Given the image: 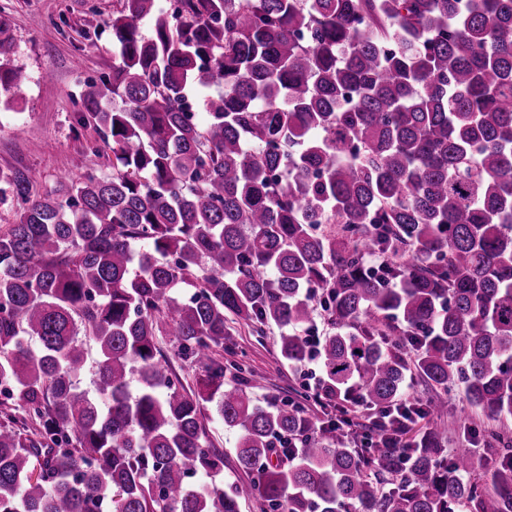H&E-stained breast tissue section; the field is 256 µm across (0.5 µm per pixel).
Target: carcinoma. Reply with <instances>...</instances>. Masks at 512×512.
Returning <instances> with one entry per match:
<instances>
[{
  "mask_svg": "<svg viewBox=\"0 0 512 512\" xmlns=\"http://www.w3.org/2000/svg\"><path fill=\"white\" fill-rule=\"evenodd\" d=\"M106 26L117 58L81 83L76 124L111 171L41 195L0 170L20 210L0 229V512H240L256 495L271 512H512V0H120ZM13 48L0 17L6 93L26 82ZM228 313L277 326L288 364L317 358L335 415L224 382ZM160 336L204 370L196 388ZM412 375L427 399L347 447L346 407L385 414ZM452 388L494 422L463 423L479 474L470 448L415 430ZM209 407L249 476L229 493L191 481L224 468ZM159 342L183 385L187 389H193L197 379L203 374L202 370L190 362L181 360L175 355V349L170 336H160Z\"/></svg>",
  "mask_w": 512,
  "mask_h": 512,
  "instance_id": "cac0c4a2",
  "label": "carcinoma"
}]
</instances>
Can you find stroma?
Masks as SVG:
<instances>
[{
  "label": "stroma",
  "mask_w": 512,
  "mask_h": 512,
  "mask_svg": "<svg viewBox=\"0 0 512 512\" xmlns=\"http://www.w3.org/2000/svg\"><path fill=\"white\" fill-rule=\"evenodd\" d=\"M117 6L118 0H0L14 42L10 63L28 76L21 89L0 98V169L28 170L38 192L55 188L60 175L107 168V156L94 149L93 130L77 137L71 126L80 80L112 69L115 49L104 23ZM228 326L224 348L244 354L262 381V396L285 399L304 391L306 374L317 365L309 363L304 372L289 368L278 351L277 329L260 337L243 322L232 319ZM204 416L214 445L224 452L219 481L230 486L245 480L236 463L235 433L213 410Z\"/></svg>",
  "instance_id": "1"
}]
</instances>
